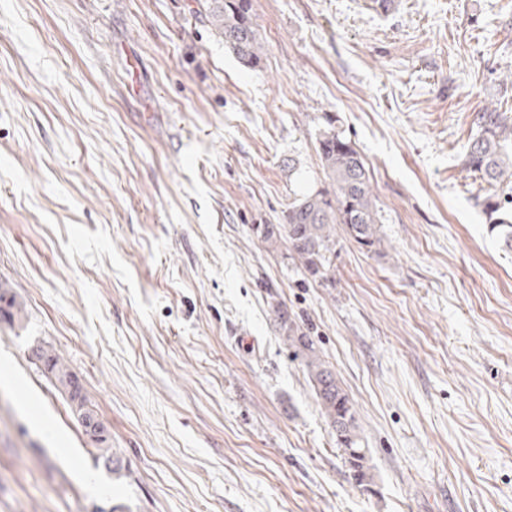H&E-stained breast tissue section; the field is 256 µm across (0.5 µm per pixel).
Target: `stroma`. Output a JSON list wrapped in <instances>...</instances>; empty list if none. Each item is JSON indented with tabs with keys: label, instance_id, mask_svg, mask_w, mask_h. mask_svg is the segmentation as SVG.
I'll use <instances>...</instances> for the list:
<instances>
[{
	"label": "stroma",
	"instance_id": "stroma-1",
	"mask_svg": "<svg viewBox=\"0 0 512 512\" xmlns=\"http://www.w3.org/2000/svg\"><path fill=\"white\" fill-rule=\"evenodd\" d=\"M252 12L249 67L196 0H0V284L26 309L0 320V512H512V249L463 165L474 112L512 100V0ZM328 115L382 242L337 234L318 283L253 228L323 186ZM273 299L354 404L369 488ZM35 355L42 364L43 371L54 379L56 385L60 384L62 389L57 386L61 392L67 394L69 405L79 422L85 417V413H95L88 405L79 378L58 353L53 349L40 347L36 350ZM84 425L87 426L88 430L91 434L94 435V439L90 438L92 443L94 444V449L99 459L103 460V464L106 469H109L113 474H117L120 472L121 465L118 464V461L115 460L114 455L112 453V448L108 444V440L106 435V429L102 425V423L97 419H88L84 421ZM99 436H105L101 438H96Z\"/></svg>",
	"mask_w": 512,
	"mask_h": 512
}]
</instances>
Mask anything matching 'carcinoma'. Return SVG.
<instances>
[{
	"instance_id": "1",
	"label": "carcinoma",
	"mask_w": 512,
	"mask_h": 512,
	"mask_svg": "<svg viewBox=\"0 0 512 512\" xmlns=\"http://www.w3.org/2000/svg\"><path fill=\"white\" fill-rule=\"evenodd\" d=\"M211 29L224 41L240 62L256 66L265 47L253 19L251 0H198ZM512 106L502 108L496 101L484 106L475 115L476 134L467 146L464 167L493 188L483 197L481 205L488 215L490 231L512 249ZM317 151L325 173L322 188L303 194L288 204L284 223L260 224L255 233L269 249L288 244L306 277L313 281L328 279L329 254L336 245L337 227L368 251L381 245L380 220L369 172L365 161L351 140L337 133L332 119L325 117V126L317 139ZM272 313L283 343L300 360L315 392L322 416L336 433V445L355 479L363 486L372 483L368 449L360 447L357 411L336 374L321 358L315 341L301 331L288 314V308L277 301ZM25 307L0 286V319L20 323ZM43 371L61 386L77 419L93 412L89 407L79 378L64 359L52 349L41 347L35 352ZM98 458L105 468L117 474L121 465L115 460L105 437L92 439Z\"/></svg>"
}]
</instances>
